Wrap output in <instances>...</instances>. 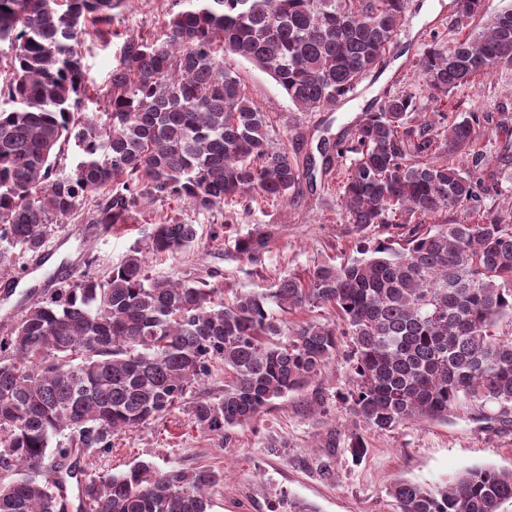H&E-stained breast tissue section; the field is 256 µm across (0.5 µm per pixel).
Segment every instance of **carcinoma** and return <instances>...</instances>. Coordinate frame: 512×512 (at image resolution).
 <instances>
[{"label":"carcinoma","mask_w":512,"mask_h":512,"mask_svg":"<svg viewBox=\"0 0 512 512\" xmlns=\"http://www.w3.org/2000/svg\"><path fill=\"white\" fill-rule=\"evenodd\" d=\"M125 0H0V44L11 51L0 83V278L46 252L62 223L82 211L106 231L132 224L142 201L180 200L198 212L246 195L293 202L302 169L275 145L272 122L226 63L266 72L300 112L329 110L383 64L402 30L407 0H179L159 37L127 36L87 104L81 37L112 33ZM485 0H457L463 30ZM499 67H512V7L489 27L442 51L419 53L414 76L436 101ZM484 117L470 111L438 125L407 92L386 96L351 133L322 153L338 173L344 220L358 232L395 224L340 266L315 264L261 292L216 302L223 282L149 275L131 249L99 276L63 279L0 336V512H208L211 469H158L140 462L88 479L85 452L171 411L210 363L233 375L217 400L188 412L203 432L226 438L275 400L303 390L350 339L349 410L376 432L448 419L458 406L512 414V224L478 207ZM75 147L72 168L60 156ZM471 165L462 168L454 156ZM95 208L84 210L85 202ZM469 206L468 222L436 216ZM178 215L154 224L152 253L197 241ZM272 231L233 240L256 262ZM330 305L341 326L282 313ZM292 334L281 343L278 338ZM68 435L69 443L52 440ZM397 512H500L512 503V470L466 468L444 484L399 480Z\"/></svg>","instance_id":"1"}]
</instances>
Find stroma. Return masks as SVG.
Segmentation results:
<instances>
[{"label":"stroma","mask_w":512,"mask_h":512,"mask_svg":"<svg viewBox=\"0 0 512 512\" xmlns=\"http://www.w3.org/2000/svg\"><path fill=\"white\" fill-rule=\"evenodd\" d=\"M173 8V0H128L113 27L124 35L150 38L159 35ZM456 9V0H408L404 25L384 64L329 111H297L269 75L242 60L234 66L247 95L271 116L275 143L287 145L289 156L302 164L321 139L336 138L365 113L378 111L386 95L404 91L422 103L432 102L429 87L415 80L413 64L427 42L436 40L445 48L454 44ZM118 49V44L105 47L94 36L86 37L82 54L89 94L104 86ZM435 105L450 120L482 111L486 132L482 144L490 158L484 177L498 187L482 196L481 205L512 217V164L498 161L505 145H512V127L499 126L502 108L512 109V68L477 79L472 87ZM169 211L195 224L198 240L173 255H147L149 272L182 280L216 274L227 300L270 287L288 275L303 274L317 262L341 264L356 256L362 238L386 235L380 227L360 233L345 223L342 200L328 175L304 186L294 204H258L242 197L224 210L201 214L182 202L147 203L137 223L112 232L72 216L52 240L47 264H31L0 278V335L20 318L35 294L46 292L50 273L61 267L79 276L88 267L84 264L88 258L93 259L90 267L96 273L109 271L131 248L145 247L153 225ZM260 224L272 226L275 235L261 259L251 262L237 255L228 240ZM219 225L225 236L221 243L210 238ZM230 379L223 362L211 363L207 376L171 412L116 437L111 451L84 456L87 474L119 473L141 461L161 469L209 467L224 475L208 492L210 512H287L292 501L309 512H396L388 495L395 481L433 485L469 467L512 469V425L504 423L491 405L481 409L465 404L444 421L408 422L386 432L370 430L353 417L343 399L352 373L342 355L303 391L275 400L247 426L231 429L222 441L200 431L187 407L200 398L222 397ZM331 433L337 444L324 447ZM355 434L362 435L367 445L358 460L348 448Z\"/></svg>","instance_id":"obj_1"}]
</instances>
